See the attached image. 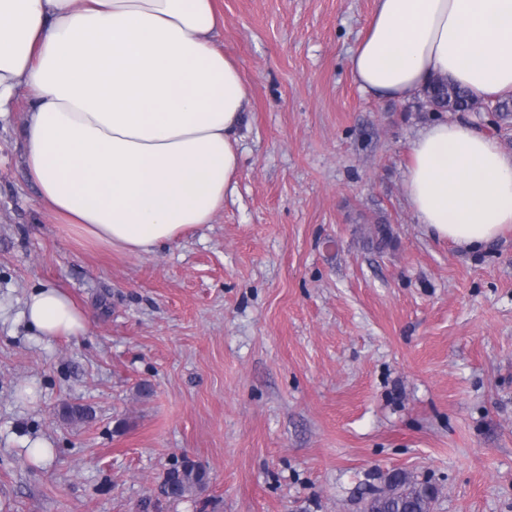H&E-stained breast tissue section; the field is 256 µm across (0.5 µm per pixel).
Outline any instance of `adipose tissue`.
I'll list each match as a JSON object with an SVG mask.
<instances>
[{"instance_id": "1", "label": "adipose tissue", "mask_w": 512, "mask_h": 512, "mask_svg": "<svg viewBox=\"0 0 512 512\" xmlns=\"http://www.w3.org/2000/svg\"><path fill=\"white\" fill-rule=\"evenodd\" d=\"M216 26L214 0H0V118L27 90V173L61 223L142 254L223 209L251 90ZM349 65L361 91L397 101L438 76L512 93V0H376ZM405 191L432 238L473 249L512 230V154L467 119L417 134ZM22 315L47 339L87 323L54 287Z\"/></svg>"}]
</instances>
